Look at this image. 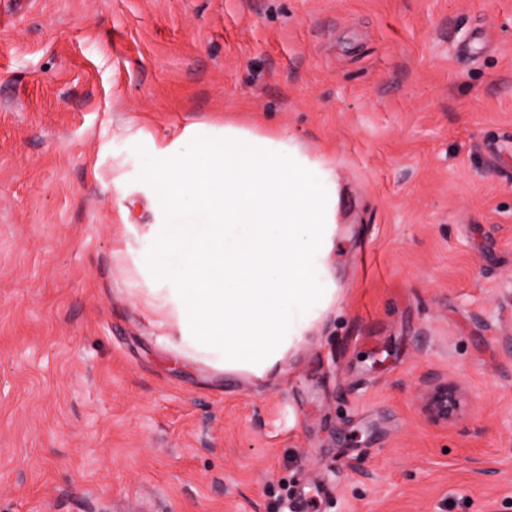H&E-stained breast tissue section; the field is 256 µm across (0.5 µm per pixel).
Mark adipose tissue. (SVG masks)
<instances>
[{"instance_id": "obj_1", "label": "adipose tissue", "mask_w": 512, "mask_h": 512, "mask_svg": "<svg viewBox=\"0 0 512 512\" xmlns=\"http://www.w3.org/2000/svg\"><path fill=\"white\" fill-rule=\"evenodd\" d=\"M148 176L166 221L136 254L147 306L178 329L168 347L218 372L280 368L336 295L333 183L231 126Z\"/></svg>"}]
</instances>
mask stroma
<instances>
[{"mask_svg": "<svg viewBox=\"0 0 512 512\" xmlns=\"http://www.w3.org/2000/svg\"><path fill=\"white\" fill-rule=\"evenodd\" d=\"M228 124L336 182V299L265 379L130 291L148 168ZM300 499L512 512V0H0V512ZM419 398L426 419L436 426H448L461 420L466 397L461 387L447 377L430 375L423 379Z\"/></svg>", "mask_w": 512, "mask_h": 512, "instance_id": "1", "label": "stroma"}]
</instances>
